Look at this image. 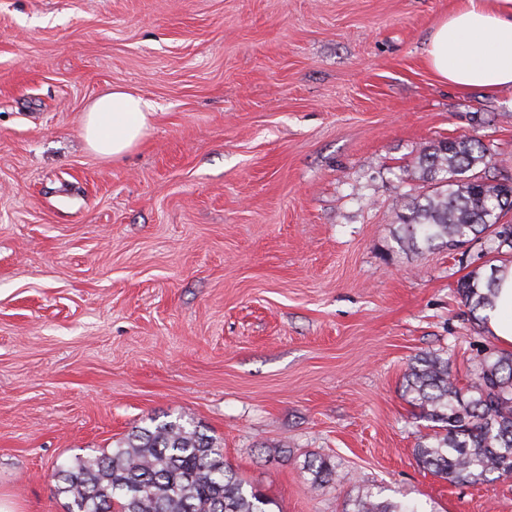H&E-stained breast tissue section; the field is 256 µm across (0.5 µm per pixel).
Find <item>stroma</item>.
Masks as SVG:
<instances>
[{"label":"stroma","mask_w":512,"mask_h":512,"mask_svg":"<svg viewBox=\"0 0 512 512\" xmlns=\"http://www.w3.org/2000/svg\"><path fill=\"white\" fill-rule=\"evenodd\" d=\"M456 3L0 0V504L67 512L59 467L180 416L273 512H512V479L423 468L404 387L425 353L469 384L458 284L512 260L397 239L431 143L512 181V89L424 60ZM115 87L156 111L105 161L82 117ZM355 508L354 512H418L415 504L402 503L389 507L375 501L370 494L360 498Z\"/></svg>","instance_id":"stroma-1"}]
</instances>
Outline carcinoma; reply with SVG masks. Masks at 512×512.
Masks as SVG:
<instances>
[{"label":"carcinoma","instance_id":"obj_1","mask_svg":"<svg viewBox=\"0 0 512 512\" xmlns=\"http://www.w3.org/2000/svg\"><path fill=\"white\" fill-rule=\"evenodd\" d=\"M488 165L481 140L462 135L428 148L420 160L427 193L398 215L403 248L450 249L488 234L499 252L512 234L499 224L512 210V183L477 171ZM499 268L473 275L459 293L470 312L494 306ZM406 389L434 423L415 449L417 459L451 483H482L512 472V355L490 351L476 363L465 388L457 386L449 358L428 353L411 363ZM57 492L67 512H268L269 501L224 463V448L189 421L138 427L110 453L58 470ZM355 512H418L417 505L386 506L372 495Z\"/></svg>","mask_w":512,"mask_h":512}]
</instances>
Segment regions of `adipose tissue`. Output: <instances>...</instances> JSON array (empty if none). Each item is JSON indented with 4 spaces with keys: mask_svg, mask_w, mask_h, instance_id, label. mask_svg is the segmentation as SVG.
Returning <instances> with one entry per match:
<instances>
[{
    "mask_svg": "<svg viewBox=\"0 0 512 512\" xmlns=\"http://www.w3.org/2000/svg\"><path fill=\"white\" fill-rule=\"evenodd\" d=\"M425 62L444 82L463 88H512V0H462L435 28ZM154 104L122 88L99 95L87 108L82 136L100 159L122 158L143 140ZM488 336L512 348V264L498 273L496 308L485 322Z\"/></svg>",
    "mask_w": 512,
    "mask_h": 512,
    "instance_id": "1",
    "label": "adipose tissue"
}]
</instances>
